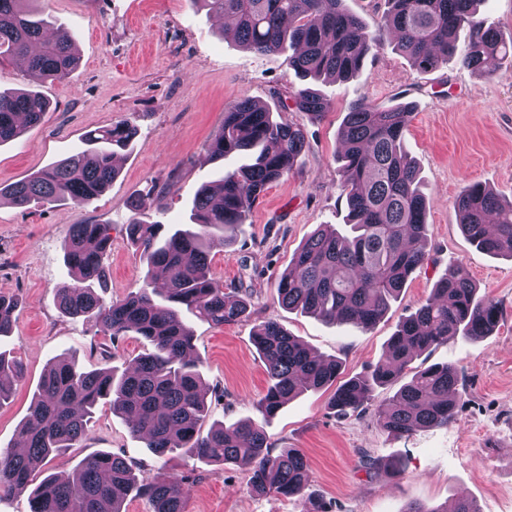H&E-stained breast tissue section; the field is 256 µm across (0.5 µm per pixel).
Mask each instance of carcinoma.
Returning <instances> with one entry per match:
<instances>
[{"label": "carcinoma", "instance_id": "1", "mask_svg": "<svg viewBox=\"0 0 512 512\" xmlns=\"http://www.w3.org/2000/svg\"><path fill=\"white\" fill-rule=\"evenodd\" d=\"M33 0H0V57H20L40 86L66 78L76 67L73 38L48 34ZM235 25L236 39L257 53H286L288 65L303 77L336 80L363 68L379 42L344 6V0H194ZM480 0H388L382 25L394 30L397 49L421 71L455 58L487 75L512 72V42L477 15ZM469 36L458 46L459 29ZM297 111L319 117L329 100L304 87L294 93ZM50 109L37 90L0 89V144L20 136L18 117L36 125ZM409 102H360L350 107L340 133L343 193L350 235L322 224L295 252L281 275L282 306L325 322L369 329L387 313L423 261L420 242L427 232L429 198L419 169L408 157L404 133ZM137 134L128 122L90 132L86 149L5 188L0 198L26 207L64 202L83 208L118 175L115 157L130 149ZM302 129L276 121L269 108L250 99L224 108V122L207 144L208 159L237 155L242 163L217 181L202 183L192 201L189 224H149L136 217L126 224L129 244L146 266L142 287L124 299L106 301L105 258L112 241L105 224H74L65 253L77 271L76 283L61 290V312L100 328L111 339L140 336L153 351L121 373L111 366L80 371L61 359L44 373L21 429L24 448L0 450V496L23 488L35 472L88 434L100 404L130 418L131 433L159 458L175 454L220 465L252 464L248 488L257 494L292 497L308 488V463L297 448L270 447L263 426L252 420L227 427L210 417L200 364L186 359L193 333L183 321L191 315L215 326L249 317L248 303L232 299L210 271L209 250L229 246L266 187L292 172L305 149ZM460 227L475 246L512 258V200L503 202L479 184L456 200ZM16 304L0 296V336L12 329ZM499 306L478 296L465 266L437 281L431 297L402 319L384 356L373 370L336 379L341 363L324 360L274 321L256 327L253 342L265 364L269 386L257 402L272 418L299 394L336 385L329 405L341 414H360L378 388L403 378L422 353L458 336L477 342L498 324ZM22 364L0 354V403L9 398L10 379ZM461 369L451 363L414 371L409 381L377 409V425L403 437L419 428L455 420ZM183 471L140 478L134 465L111 452L84 458L68 474L50 473L35 489L31 512H124L130 495L148 502L149 512H185ZM407 512H479L461 498L453 509L411 507Z\"/></svg>", "mask_w": 512, "mask_h": 512}]
</instances>
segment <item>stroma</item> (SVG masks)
<instances>
[{
	"label": "stroma",
	"instance_id": "obj_1",
	"mask_svg": "<svg viewBox=\"0 0 512 512\" xmlns=\"http://www.w3.org/2000/svg\"><path fill=\"white\" fill-rule=\"evenodd\" d=\"M55 29L76 37L79 62L42 93L51 107L43 121L0 145V186L16 182L85 147L86 135L127 120L138 128L119 173L98 198L80 209L58 202L21 208L0 203V295L16 300L0 352L20 362L22 377L0 404V449L16 446L28 407L47 366L60 357L89 371L111 351L124 368L151 352L138 336L110 339L80 318L64 316L57 294L74 277L64 262L71 225L104 224L112 238L106 260L107 298L137 291L145 269L126 241L131 199L141 218L184 224L203 181L219 164L205 147L224 121L226 105L241 99L269 106L278 121L301 126L305 152L294 170L273 182L254 205L233 245L210 253L211 272L225 292L248 300V319L215 326L191 319L194 355L208 387L211 418L225 424L263 422L274 448H297L309 463V493L330 512H407L471 499L479 512H512V259L477 249L460 228L458 196L473 183L512 200V76L487 77L449 61L438 69L411 66L381 27L386 0H345L346 8L380 34L383 47L354 77L324 84L331 107L322 117L296 111L293 95L303 82L286 55L241 47L224 22L194 0H34ZM409 101L405 132L430 199L425 260L386 316L371 329L326 324L279 305L276 284L294 252L317 229L342 227L347 208L337 156L339 130L351 104ZM463 263L479 295L498 303L500 321L490 336L472 343L453 339L414 361L415 368L453 362L463 373L454 422L393 438L376 425L378 389L358 416L328 406V390L288 401L271 420L256 403L267 389L264 363L252 342L254 328L278 322L313 352L341 363L340 380L367 373L385 353L402 318L415 312L449 265ZM111 452L135 464L141 476L163 461L133 438L125 417L98 409L86 439L51 463L68 472L84 457ZM399 459V476L369 468L371 459ZM186 512H308L303 496L255 495L247 490L249 465L223 468L196 459Z\"/></svg>",
	"mask_w": 512,
	"mask_h": 512
}]
</instances>
